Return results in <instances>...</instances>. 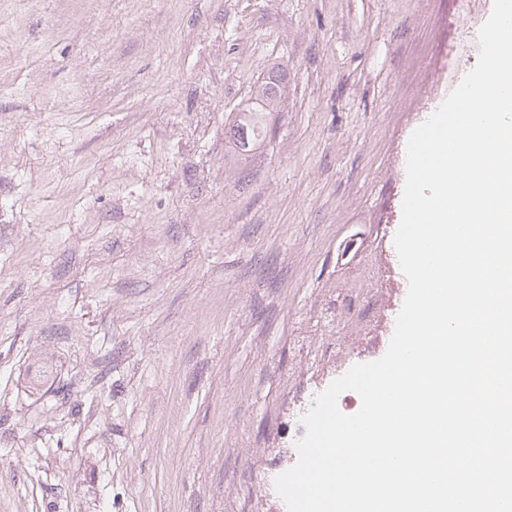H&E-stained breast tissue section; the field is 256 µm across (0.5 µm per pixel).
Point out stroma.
<instances>
[{
    "instance_id": "1",
    "label": "stroma",
    "mask_w": 512,
    "mask_h": 512,
    "mask_svg": "<svg viewBox=\"0 0 512 512\" xmlns=\"http://www.w3.org/2000/svg\"><path fill=\"white\" fill-rule=\"evenodd\" d=\"M493 2L0 0V512H287L301 417L388 348L408 140ZM281 99V89L273 76L264 81L258 89L255 101L248 103L240 112L239 119L231 128V137L242 152H251L265 137L266 116L276 111Z\"/></svg>"
}]
</instances>
